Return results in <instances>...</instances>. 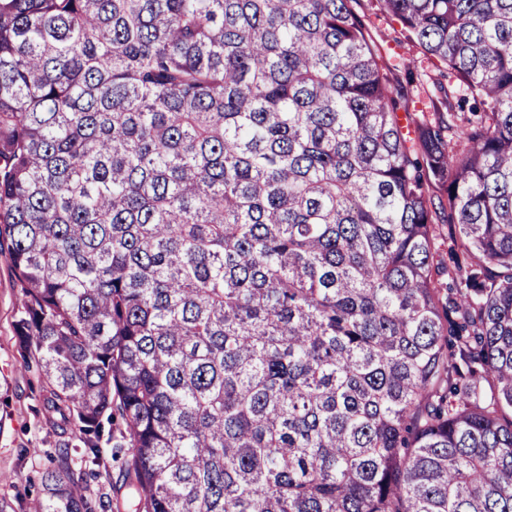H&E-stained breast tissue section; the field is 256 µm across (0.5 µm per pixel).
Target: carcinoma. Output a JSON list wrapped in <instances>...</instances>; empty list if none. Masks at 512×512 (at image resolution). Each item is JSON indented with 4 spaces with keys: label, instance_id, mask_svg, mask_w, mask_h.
Here are the masks:
<instances>
[{
    "label": "carcinoma",
    "instance_id": "obj_1",
    "mask_svg": "<svg viewBox=\"0 0 512 512\" xmlns=\"http://www.w3.org/2000/svg\"><path fill=\"white\" fill-rule=\"evenodd\" d=\"M355 4L0 0L18 353L135 512H512V0H381L466 90L413 138ZM433 231V255L434 264L439 266H447V272L440 277V283L448 282V257L450 252L455 248V243L449 237L448 224H434ZM450 268H452L450 266Z\"/></svg>",
    "mask_w": 512,
    "mask_h": 512
}]
</instances>
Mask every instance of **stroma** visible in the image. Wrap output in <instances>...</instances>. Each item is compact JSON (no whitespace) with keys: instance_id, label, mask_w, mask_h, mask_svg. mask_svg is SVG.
<instances>
[{"instance_id":"obj_1","label":"stroma","mask_w":512,"mask_h":512,"mask_svg":"<svg viewBox=\"0 0 512 512\" xmlns=\"http://www.w3.org/2000/svg\"><path fill=\"white\" fill-rule=\"evenodd\" d=\"M360 13L381 63L389 68L393 81L404 85L398 111L404 130L414 131L447 102L463 97L455 76L407 38L402 24L383 10L380 0H360ZM20 302L21 290L9 258L0 254V372L11 382L10 402L0 411V497L28 508L40 496V477L58 453V437L44 417L37 368L24 364L17 352ZM71 457L75 474L87 475L91 495L108 496L110 505L104 512H132L128 489L111 488L105 480L91 478L86 449H72Z\"/></svg>"}]
</instances>
